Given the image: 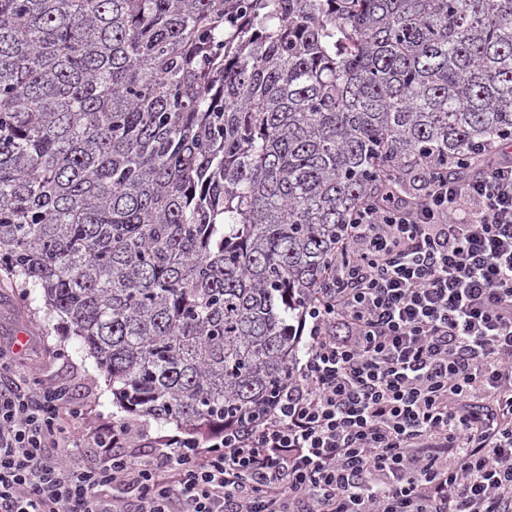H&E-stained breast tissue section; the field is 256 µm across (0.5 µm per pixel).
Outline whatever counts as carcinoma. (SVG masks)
<instances>
[{
    "instance_id": "1",
    "label": "carcinoma",
    "mask_w": 512,
    "mask_h": 512,
    "mask_svg": "<svg viewBox=\"0 0 512 512\" xmlns=\"http://www.w3.org/2000/svg\"><path fill=\"white\" fill-rule=\"evenodd\" d=\"M512 137V0H0V267L137 416L260 422L355 212Z\"/></svg>"
}]
</instances>
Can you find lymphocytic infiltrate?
I'll use <instances>...</instances> for the list:
<instances>
[{"label": "lymphocytic infiltrate", "instance_id": "f902f5d3", "mask_svg": "<svg viewBox=\"0 0 512 512\" xmlns=\"http://www.w3.org/2000/svg\"><path fill=\"white\" fill-rule=\"evenodd\" d=\"M418 177L347 225L257 425L79 462L83 411L0 366V512H512V159Z\"/></svg>", "mask_w": 512, "mask_h": 512}]
</instances>
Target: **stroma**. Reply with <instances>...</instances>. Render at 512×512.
<instances>
[{"label":"stroma","mask_w":512,"mask_h":512,"mask_svg":"<svg viewBox=\"0 0 512 512\" xmlns=\"http://www.w3.org/2000/svg\"><path fill=\"white\" fill-rule=\"evenodd\" d=\"M0 362L26 373L30 385L49 387L67 383L74 400L91 422L76 430L81 450L94 446L92 429L120 416L112 387L95 358L74 336L65 318L48 309L40 286L21 285L0 269Z\"/></svg>","instance_id":"35a3bbf8"}]
</instances>
